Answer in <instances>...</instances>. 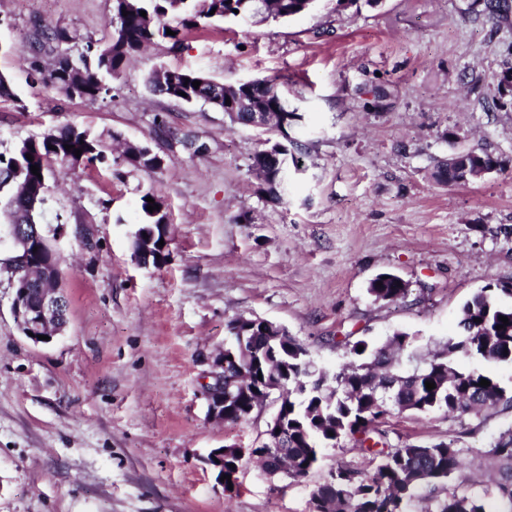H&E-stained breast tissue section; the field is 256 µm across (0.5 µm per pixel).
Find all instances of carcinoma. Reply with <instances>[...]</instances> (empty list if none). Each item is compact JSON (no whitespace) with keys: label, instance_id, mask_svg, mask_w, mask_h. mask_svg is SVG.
I'll return each instance as SVG.
<instances>
[{"label":"carcinoma","instance_id":"carcinoma-1","mask_svg":"<svg viewBox=\"0 0 512 512\" xmlns=\"http://www.w3.org/2000/svg\"><path fill=\"white\" fill-rule=\"evenodd\" d=\"M266 14L288 19L308 13L315 0H262ZM254 0H112L111 35L102 47L88 41L75 52L76 35L61 27L37 25L39 37L22 54V66L34 82L50 84L69 99H105L111 87L102 74L117 78L126 64L158 39L182 45L183 30L203 28L228 17L250 13ZM128 15H123V12ZM146 12L141 16L140 12ZM175 32L171 36L166 30ZM55 57L50 67L44 56ZM200 81L199 88L192 82ZM147 83L152 91L173 100L208 106L241 124L244 113L268 112V129L279 130L282 119L292 123L301 115L288 110V102L273 79H257L236 84L216 82L199 70L155 69ZM231 104H226V100ZM166 138L176 141L192 155H201L205 144L190 134L178 136L159 123ZM82 150L80 156L65 145ZM55 149H50V146ZM147 145L127 143L122 161L134 168H150ZM33 160H28L27 155ZM249 169L261 181L260 193L283 199L288 181V164L267 159V150L249 157ZM106 161L101 137L74 125L46 130L37 138H27L6 153L0 152V215L9 224H26L29 210L40 216L45 202L38 190L49 181L58 166L90 168ZM39 167L34 175L31 165ZM498 161L485 152L456 154L439 162L431 172L434 184L460 183V170L473 175L489 173ZM162 203L147 192L141 197V227L158 230L163 215L147 210L146 198ZM42 265L37 252L16 249L0 266L13 275ZM388 273L377 275L369 292L377 300L394 302L406 297L408 284ZM382 285H377V282ZM512 282L486 286L467 300L460 310L455 334L448 337L443 351L422 361H403L398 352L409 345V336L396 332L380 347L364 340L344 341L352 360L330 374L317 367L305 345L293 336L276 339L259 328L245 332L249 356L224 368V385H232L231 398L224 405L225 419L244 422L248 409L259 407L267 395L277 391L280 408L288 416V447L250 448L248 454L262 462L269 475H285L296 481L308 478L319 460L321 449L336 447L344 438L356 442L372 464L369 470L338 467L310 490V512H512V426L500 431L486 446L462 448L454 440L428 445L406 443L392 447L378 424L392 412L425 413L443 410L459 418L479 417L490 411L512 412V391L482 368L459 364L460 358H476L488 365L512 363ZM508 318L502 325L499 317ZM363 350H358V347ZM264 375L267 394L251 389L245 381ZM490 382L482 387L479 382ZM435 383L432 390L425 382ZM485 477L481 490L460 470L463 455Z\"/></svg>","mask_w":512,"mask_h":512}]
</instances>
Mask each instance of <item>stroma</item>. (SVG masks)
Wrapping results in <instances>:
<instances>
[{
    "mask_svg": "<svg viewBox=\"0 0 512 512\" xmlns=\"http://www.w3.org/2000/svg\"><path fill=\"white\" fill-rule=\"evenodd\" d=\"M111 15L112 0H0V43H29L39 19L101 45ZM159 67L278 81L300 116L288 143L302 148L282 202L262 197L248 168L279 134L151 94L146 79ZM509 68L512 11L489 16L484 0H316L286 20L189 29L181 49L150 45L97 102L32 82L0 52L16 94L0 99V152L72 124L163 160L134 169L111 150L99 169H55L44 221L63 228V334L27 340L0 273V512H309L323 473L370 469L348 440L323 449L305 481L243 459L237 492L225 494L209 453L258 447L280 400L241 423L210 421L209 357L229 343V320L257 316L331 373L350 360L346 336L380 345L401 330L420 360L454 334L475 292L512 281V96L497 90ZM158 118L206 153L158 136ZM471 150L501 167L465 184L431 182L437 160ZM149 191L170 225L161 266L133 254ZM381 272L408 281V295L374 300L368 286ZM510 425L512 413L396 412L381 429L393 446L480 447Z\"/></svg>",
    "mask_w": 512,
    "mask_h": 512,
    "instance_id": "1",
    "label": "stroma"
}]
</instances>
